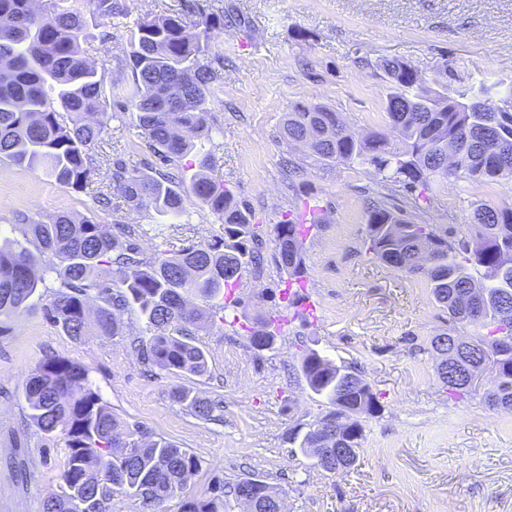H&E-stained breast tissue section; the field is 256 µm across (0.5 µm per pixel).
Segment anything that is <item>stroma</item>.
<instances>
[{
    "label": "stroma",
    "mask_w": 512,
    "mask_h": 512,
    "mask_svg": "<svg viewBox=\"0 0 512 512\" xmlns=\"http://www.w3.org/2000/svg\"><path fill=\"white\" fill-rule=\"evenodd\" d=\"M126 13L103 24L87 0H75L86 21L88 61L115 80L125 65L130 31L142 18L174 11L224 8L230 18L212 30L209 64L219 77V102L209 133L183 157L161 163L130 103L113 98L107 130L96 144L90 181L111 187L116 161L161 169L188 187L210 156L225 185L267 225L301 211L307 197L322 208L321 224L305 242L306 297L316 320L292 318L274 349L249 348L241 330L254 318L283 310L286 276L274 260L242 281L237 326L217 325L196 342L210 360L203 376H175L145 367L136 344L151 332L137 314H119L122 335L75 341L51 322L45 307L57 290L46 275L27 307L0 314V512H41L56 493L63 458L55 442L28 418L22 384L51 354L87 368L113 414L140 423L196 455L187 483L208 494L216 478L256 477L276 486L285 512H512V410L490 409L494 386L484 370L471 395L453 399L441 387L431 346L440 333L470 338L477 328L450 325L423 278L370 259L363 248L368 167L327 166L308 149L286 142L281 124L298 102L340 112L357 135L386 131L387 83L379 64L402 60L426 83L452 69L454 89L482 78L512 81V0H122ZM300 169L290 178L282 166ZM512 192L496 184L448 179L424 209L396 197L409 217L463 237L474 206L496 207ZM178 223L165 224L151 205L131 211L120 193L110 209L85 193L0 157V236L23 241L20 216L49 221L60 213L104 224H130L144 253L177 252L222 235L223 225L194 195ZM314 348L350 367L381 395L384 408L363 419L353 470L336 475L295 452L288 432L326 412L299 372ZM187 386L216 402L213 420L195 417L172 397Z\"/></svg>",
    "instance_id": "stroma-1"
}]
</instances>
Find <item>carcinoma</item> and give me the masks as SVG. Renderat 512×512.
I'll return each mask as SVG.
<instances>
[{
    "mask_svg": "<svg viewBox=\"0 0 512 512\" xmlns=\"http://www.w3.org/2000/svg\"><path fill=\"white\" fill-rule=\"evenodd\" d=\"M98 17L112 20L124 11L116 0H93ZM224 26V10L171 13L143 18L131 32L128 52L131 81L118 87L138 112L139 127L159 160L168 161L194 147L206 134L211 106L220 84L208 65L209 34ZM85 20L71 8L38 9L35 0H0V156L40 169L60 184L84 190L96 202L103 193L89 188L91 154L106 125L96 119L105 108L106 74L90 65L82 43ZM389 92L388 131L353 134L340 113L297 103L283 121L282 135L302 143L325 165L370 166L380 180L369 202L364 236L366 253L406 275L421 276L434 299L448 310V321L475 325L487 333L466 344L433 349L449 364L473 346L492 358L494 389L486 395L492 409H512V205L477 206L465 228L475 246L452 240L448 230L420 224L386 198L399 191L430 203L433 188L444 180L512 185V84L482 80L477 92L448 93L451 70L424 85L418 72L399 59L380 64ZM55 92L50 98L46 89ZM111 180L125 205L137 210L148 202L172 221L184 211L183 190L164 174L129 172L116 166ZM188 191L224 223V236L171 254L156 249L145 255L133 241L129 224H76L62 213L49 222L30 220L24 236L40 251L59 259L49 267L60 290L45 312L75 340L91 334L120 336L117 312L132 310L160 333L139 347L142 361L172 375L209 372L205 350L193 336L227 321L226 285L261 272L266 241L249 207L224 186L207 159L201 160ZM274 256L288 279L305 277L304 241L295 216L272 225ZM34 257L25 247H0V312L26 306L39 279ZM112 268L101 280L99 269ZM103 305L90 319L89 291ZM202 301L188 306V298ZM252 349H271L278 332L270 318L245 330ZM299 372L308 388L327 405L326 413L302 428H292L291 444L313 465L344 474L358 461L363 438L360 417L382 410L379 396L360 375L314 348L304 350ZM441 386L452 394L468 391L465 382L438 367ZM29 418L38 431L63 443L65 459L60 490L45 499L41 512H110L112 496L137 499L143 512H164L179 501V512H231L239 493L252 512H275L279 491L265 483L218 481L210 495L186 491L187 476L199 460L142 425L118 420L92 386L88 370L62 355L46 358L23 385ZM172 396L195 416L212 417L216 405L179 387ZM344 417L339 440H323L319 428Z\"/></svg>",
    "mask_w": 512,
    "mask_h": 512,
    "instance_id": "carcinoma-1",
    "label": "carcinoma"
}]
</instances>
